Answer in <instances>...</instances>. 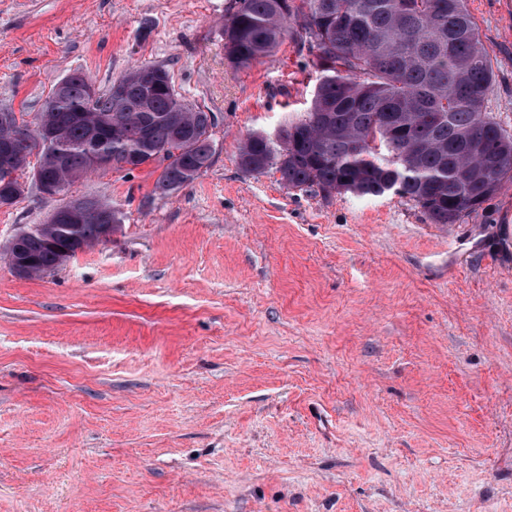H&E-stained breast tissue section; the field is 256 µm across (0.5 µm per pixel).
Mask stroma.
Masks as SVG:
<instances>
[{
  "label": "stroma",
  "instance_id": "obj_1",
  "mask_svg": "<svg viewBox=\"0 0 512 512\" xmlns=\"http://www.w3.org/2000/svg\"><path fill=\"white\" fill-rule=\"evenodd\" d=\"M234 0H0V109L67 75L167 68L212 112L213 163L34 184L0 252L67 198L121 223L36 278L0 255V512H512V183L454 224L388 193L243 171L249 133L301 119L299 34L224 58ZM512 134V0H467Z\"/></svg>",
  "mask_w": 512,
  "mask_h": 512
}]
</instances>
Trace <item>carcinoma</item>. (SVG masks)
<instances>
[{"label": "carcinoma", "mask_w": 512, "mask_h": 512, "mask_svg": "<svg viewBox=\"0 0 512 512\" xmlns=\"http://www.w3.org/2000/svg\"><path fill=\"white\" fill-rule=\"evenodd\" d=\"M236 0L224 24L225 59L248 68L299 30L319 73L304 119L274 142L249 134L238 164L280 173L289 189L319 187L356 197L392 192L420 206L433 224H455L512 182V136L483 112L494 81L490 55L466 0ZM38 120L59 125L53 150L34 138L11 140V169L69 186L86 174V153L128 173L157 164L155 191L191 184L212 164L211 113L179 98L169 71L131 66L105 92L75 72L60 81ZM39 154L36 166L29 158ZM79 223L41 225L23 242L26 277L57 269L64 249L103 241L117 211L83 199ZM110 212L112 225L99 222Z\"/></svg>", "instance_id": "cac0c4a2"}]
</instances>
